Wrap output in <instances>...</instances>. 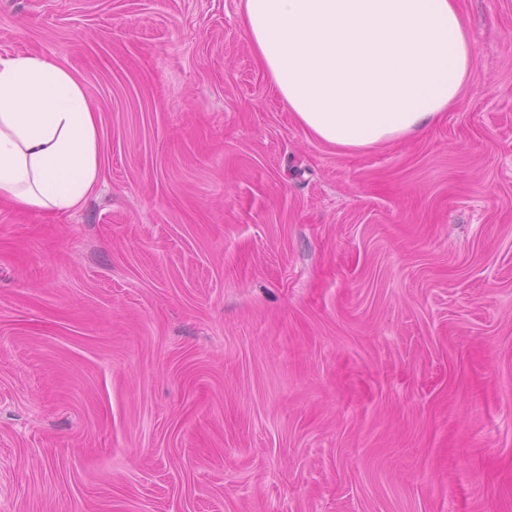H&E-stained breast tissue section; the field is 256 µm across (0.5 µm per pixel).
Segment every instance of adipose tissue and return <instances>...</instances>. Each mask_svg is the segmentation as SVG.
<instances>
[{"instance_id": "obj_1", "label": "adipose tissue", "mask_w": 512, "mask_h": 512, "mask_svg": "<svg viewBox=\"0 0 512 512\" xmlns=\"http://www.w3.org/2000/svg\"><path fill=\"white\" fill-rule=\"evenodd\" d=\"M241 21L296 121L347 150L436 122L477 59L458 0H241ZM101 167L98 118L83 82L37 54L0 57V201L71 212Z\"/></svg>"}]
</instances>
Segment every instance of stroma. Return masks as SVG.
Segmentation results:
<instances>
[{
  "label": "stroma",
  "instance_id": "obj_1",
  "mask_svg": "<svg viewBox=\"0 0 512 512\" xmlns=\"http://www.w3.org/2000/svg\"><path fill=\"white\" fill-rule=\"evenodd\" d=\"M460 7L458 104L345 150L241 0H0L102 149L0 203V512H512V0Z\"/></svg>",
  "mask_w": 512,
  "mask_h": 512
}]
</instances>
